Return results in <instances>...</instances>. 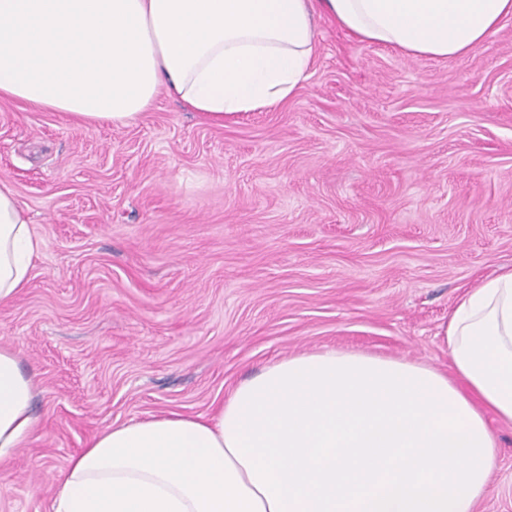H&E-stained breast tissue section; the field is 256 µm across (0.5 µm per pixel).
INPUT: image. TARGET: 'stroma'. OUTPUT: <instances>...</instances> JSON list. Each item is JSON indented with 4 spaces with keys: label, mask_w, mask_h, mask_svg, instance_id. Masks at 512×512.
I'll return each instance as SVG.
<instances>
[{
    "label": "stroma",
    "mask_w": 512,
    "mask_h": 512,
    "mask_svg": "<svg viewBox=\"0 0 512 512\" xmlns=\"http://www.w3.org/2000/svg\"><path fill=\"white\" fill-rule=\"evenodd\" d=\"M309 79L217 125L166 95L84 125L0 100V180L42 248L0 307L38 430L0 465V512H48L103 428L208 413L277 358L325 346L450 371L460 297L512 266V18L463 58L327 21ZM478 512H512V428Z\"/></svg>",
    "instance_id": "35a3bbf8"
}]
</instances>
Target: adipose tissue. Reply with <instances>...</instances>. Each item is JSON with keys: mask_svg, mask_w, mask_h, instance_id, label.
<instances>
[{"mask_svg": "<svg viewBox=\"0 0 512 512\" xmlns=\"http://www.w3.org/2000/svg\"><path fill=\"white\" fill-rule=\"evenodd\" d=\"M416 57L469 55L512 0H0V99L128 125L159 92L223 123L309 77L317 20ZM41 242L0 181V305ZM453 371L323 348L273 360L209 416L110 426L58 476L52 512H476L512 424V269L442 328ZM35 384L0 346V465L37 428Z\"/></svg>", "mask_w": 512, "mask_h": 512, "instance_id": "adipose-tissue-1", "label": "adipose tissue"}]
</instances>
